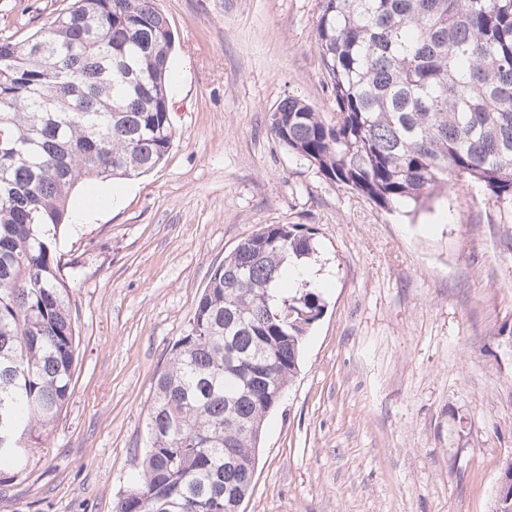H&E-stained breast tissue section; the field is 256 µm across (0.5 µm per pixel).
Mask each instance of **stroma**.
Returning a JSON list of instances; mask_svg holds the SVG:
<instances>
[{"label": "stroma", "mask_w": 512, "mask_h": 512, "mask_svg": "<svg viewBox=\"0 0 512 512\" xmlns=\"http://www.w3.org/2000/svg\"><path fill=\"white\" fill-rule=\"evenodd\" d=\"M71 0H0L26 40ZM174 31L163 163L82 183L59 252L80 334L71 395L0 512H115L156 377L211 270L269 224L313 228L322 318L267 416L244 512H492L512 460V216L459 178L387 213L269 131L285 97L336 117L320 0H156ZM98 214L78 223L90 199Z\"/></svg>", "instance_id": "35a3bbf8"}]
</instances>
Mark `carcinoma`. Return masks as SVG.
Listing matches in <instances>:
<instances>
[{"mask_svg": "<svg viewBox=\"0 0 512 512\" xmlns=\"http://www.w3.org/2000/svg\"><path fill=\"white\" fill-rule=\"evenodd\" d=\"M320 2L338 118L288 96L271 134L386 211L464 177L511 212L512 0ZM173 47L155 0H73L27 41L0 37V466L22 472L70 396L75 276L57 249L69 197L169 153ZM315 252L313 230L269 224L211 271L157 375L141 475L115 512H240L264 421L325 310L310 284L277 282Z\"/></svg>", "mask_w": 512, "mask_h": 512, "instance_id": "1", "label": "carcinoma"}]
</instances>
